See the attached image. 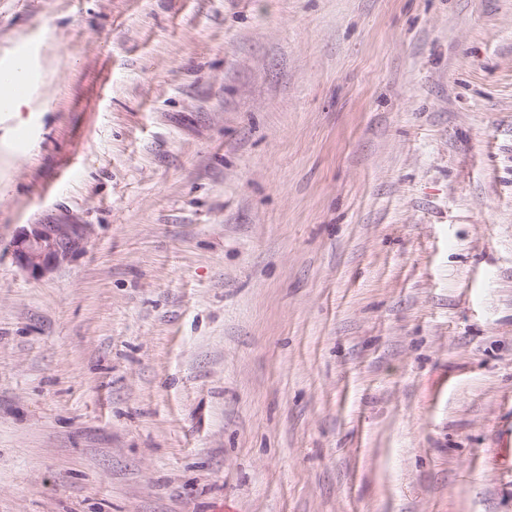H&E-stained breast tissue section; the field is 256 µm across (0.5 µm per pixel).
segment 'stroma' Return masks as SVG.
<instances>
[{
	"label": "stroma",
	"instance_id": "35a3bbf8",
	"mask_svg": "<svg viewBox=\"0 0 512 512\" xmlns=\"http://www.w3.org/2000/svg\"><path fill=\"white\" fill-rule=\"evenodd\" d=\"M16 58L0 512H512V0H0ZM15 70V80L0 82V108L19 111L28 103L27 91L30 88V81L23 64H18ZM71 245L63 234L37 227L15 241L14 251L22 265L33 273H42L53 261L66 255Z\"/></svg>",
	"mask_w": 512,
	"mask_h": 512
}]
</instances>
